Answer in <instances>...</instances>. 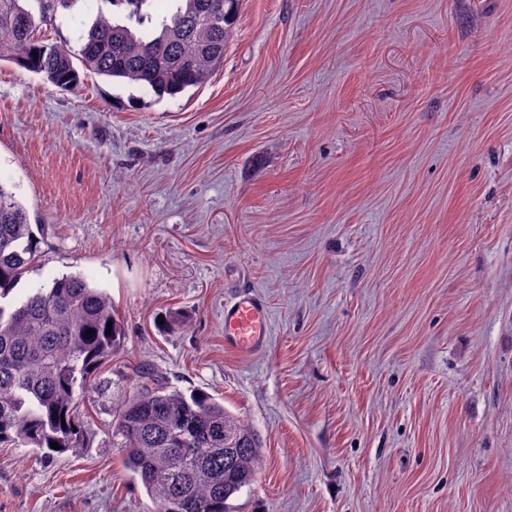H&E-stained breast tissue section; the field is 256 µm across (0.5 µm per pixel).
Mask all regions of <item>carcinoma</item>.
<instances>
[{"instance_id":"1","label":"carcinoma","mask_w":512,"mask_h":512,"mask_svg":"<svg viewBox=\"0 0 512 512\" xmlns=\"http://www.w3.org/2000/svg\"><path fill=\"white\" fill-rule=\"evenodd\" d=\"M24 2L0 0V61L61 90L95 75L138 84L158 97H175L208 80L224 60L240 5L176 0L160 30L139 33L101 16L80 36L78 68L67 46L35 34L78 0H38L37 16ZM112 5L141 25L149 0ZM38 257L39 238L27 211L0 181V446L51 457L82 446L80 403L123 332L107 293L80 274H57L33 286L24 301L11 302L10 293ZM134 381L113 417L112 435L156 512H228V501L254 481L263 448L258 432L205 392L172 389L148 369L136 370ZM226 432L242 441L231 466L224 465Z\"/></svg>"}]
</instances>
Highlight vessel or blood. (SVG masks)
Here are the masks:
<instances>
[{
    "label": "vessel or blood",
    "mask_w": 512,
    "mask_h": 512,
    "mask_svg": "<svg viewBox=\"0 0 512 512\" xmlns=\"http://www.w3.org/2000/svg\"><path fill=\"white\" fill-rule=\"evenodd\" d=\"M269 312L265 302L250 291H239L224 304V346L251 354L263 349L268 333Z\"/></svg>",
    "instance_id": "vessel-or-blood-1"
}]
</instances>
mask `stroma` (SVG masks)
<instances>
[{
  "mask_svg": "<svg viewBox=\"0 0 512 512\" xmlns=\"http://www.w3.org/2000/svg\"><path fill=\"white\" fill-rule=\"evenodd\" d=\"M113 11L40 33L76 51ZM0 179L44 229L12 299L80 273L125 334L83 447H0V512H153L112 438L138 367L261 435L233 512H512V0H242L173 98L0 62ZM268 323L265 302L250 291H239L224 304V347L241 354L262 350Z\"/></svg>",
  "mask_w": 512,
  "mask_h": 512,
  "instance_id": "35a3bbf8",
  "label": "stroma"
}]
</instances>
